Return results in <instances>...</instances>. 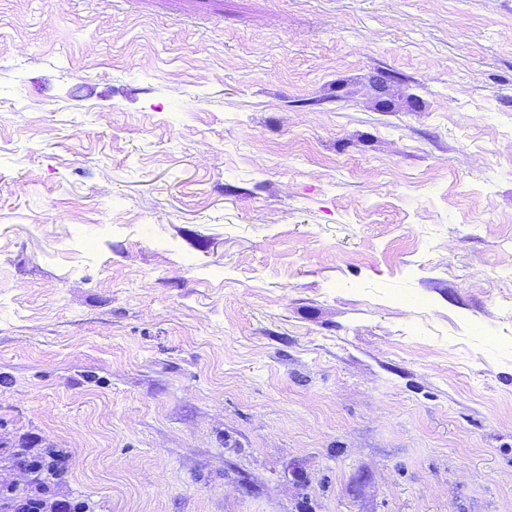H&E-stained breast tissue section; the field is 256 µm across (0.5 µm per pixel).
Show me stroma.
Returning <instances> with one entry per match:
<instances>
[{
	"instance_id": "35a3bbf8",
	"label": "stroma",
	"mask_w": 512,
	"mask_h": 512,
	"mask_svg": "<svg viewBox=\"0 0 512 512\" xmlns=\"http://www.w3.org/2000/svg\"><path fill=\"white\" fill-rule=\"evenodd\" d=\"M103 512H512V0H0V448Z\"/></svg>"
}]
</instances>
